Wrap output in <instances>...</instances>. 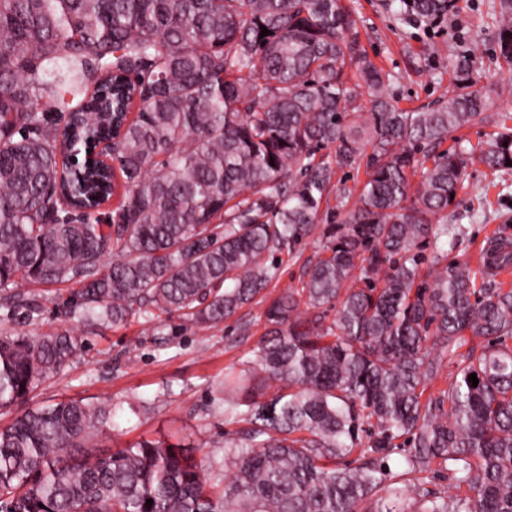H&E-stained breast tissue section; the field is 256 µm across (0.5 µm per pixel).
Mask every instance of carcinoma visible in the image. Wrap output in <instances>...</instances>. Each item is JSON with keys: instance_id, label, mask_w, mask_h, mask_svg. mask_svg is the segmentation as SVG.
I'll return each mask as SVG.
<instances>
[{"instance_id": "cac0c4a2", "label": "carcinoma", "mask_w": 512, "mask_h": 512, "mask_svg": "<svg viewBox=\"0 0 512 512\" xmlns=\"http://www.w3.org/2000/svg\"><path fill=\"white\" fill-rule=\"evenodd\" d=\"M453 2L387 7L429 19ZM496 44L512 69V0ZM390 81L345 0H0V292L14 302L67 284L74 313L102 325L179 312L212 327L263 296L267 258L328 224L302 286L266 308L249 378L225 384L224 411L245 403L250 427L224 449L223 487L175 445L94 455L112 406L68 400L0 426V512H512V290L418 253L448 237L473 160L512 172V114L475 88L470 53L436 106L400 107ZM64 120L93 155L77 173ZM488 123L467 147L460 131ZM363 164L360 189L336 179ZM511 264L492 245L488 267ZM430 341L458 372L426 398ZM81 347L68 331L1 337L0 410ZM439 471L456 494L428 488Z\"/></svg>"}]
</instances>
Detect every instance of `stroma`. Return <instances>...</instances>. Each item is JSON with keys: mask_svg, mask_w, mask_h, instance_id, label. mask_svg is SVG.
Instances as JSON below:
<instances>
[{"mask_svg": "<svg viewBox=\"0 0 512 512\" xmlns=\"http://www.w3.org/2000/svg\"><path fill=\"white\" fill-rule=\"evenodd\" d=\"M494 2L456 0L453 24L433 27L393 15L387 0H348L362 45L396 78L392 90L401 107L425 106L446 95L453 57L471 50L477 88L497 92L499 111L512 113V72L493 55ZM467 173L458 205L448 210V225L455 232L448 247L476 269L485 262V248L501 239L512 242V173L501 175L479 163ZM324 231V225H317L295 257L281 255L270 295L298 287L303 265L314 257ZM27 295L35 312L0 298V336L67 330L86 344L59 375L39 385L26 405L0 412L1 424L27 405L105 400L116 416L96 439L98 454L142 439L162 441L186 448L202 460L208 478L223 480L216 464L248 427L242 416L224 413V377L230 372L249 375L267 331L266 302L244 307L215 328L193 326L175 313L112 326L82 323L64 307L58 289L31 288ZM244 321L250 324L245 334L239 330Z\"/></svg>", "mask_w": 512, "mask_h": 512, "instance_id": "1", "label": "stroma"}]
</instances>
